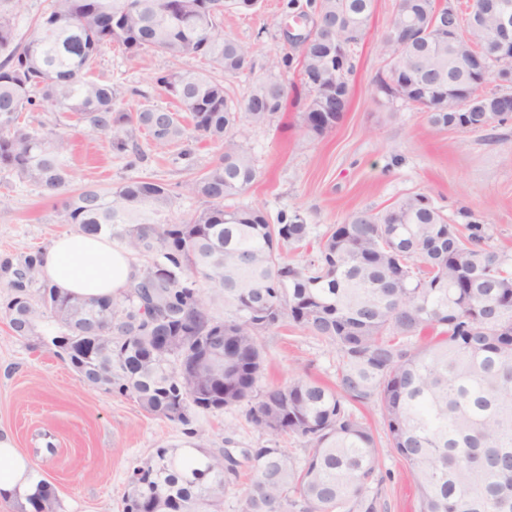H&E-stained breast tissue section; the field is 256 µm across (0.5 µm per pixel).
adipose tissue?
<instances>
[{
    "label": "adipose tissue",
    "instance_id": "obj_1",
    "mask_svg": "<svg viewBox=\"0 0 512 512\" xmlns=\"http://www.w3.org/2000/svg\"><path fill=\"white\" fill-rule=\"evenodd\" d=\"M138 268L131 254L107 235L71 232L42 252L43 278L60 291L82 298H113L126 290ZM40 475L21 453L14 434L0 427V501H27Z\"/></svg>",
    "mask_w": 512,
    "mask_h": 512
}]
</instances>
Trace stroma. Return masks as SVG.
Segmentation results:
<instances>
[{
  "instance_id": "stroma-1",
  "label": "stroma",
  "mask_w": 512,
  "mask_h": 512,
  "mask_svg": "<svg viewBox=\"0 0 512 512\" xmlns=\"http://www.w3.org/2000/svg\"><path fill=\"white\" fill-rule=\"evenodd\" d=\"M395 0H376L370 26L355 50L349 107L332 131L313 137L302 126V105L286 99L265 124L249 126L242 142L257 177L232 205L262 208L269 217L297 211L321 235L348 214L382 211L401 198L427 193L449 220L459 208L485 221L489 243L512 258V121L494 132L437 129L421 112L402 102L384 104L374 80L385 62L376 37L385 29ZM294 22L288 0H261L256 12L228 14L225 36L249 51V64L235 76H222L207 60L147 51L133 57L115 46L103 47L93 79L112 84L117 105L136 111L173 103L156 79L172 70L195 69L224 79L231 97L244 100L267 79L291 83L298 66L271 68L272 58L294 54L285 33ZM73 145L68 157L70 192L146 179L164 184L174 196L173 212L182 217L202 208L201 199L180 185L202 173L223 152L221 146L191 142V161L177 148L156 151L131 163L108 141L85 126L68 127ZM66 195L51 194L0 174V256L45 248L71 232L62 221ZM264 371L260 387L296 377L336 382L337 353L320 339L291 328L261 338ZM247 405L197 414L191 425L144 411L136 399L85 384L70 363L33 336L15 335L0 318V426L10 429L18 448L35 463L54 491L58 512H122L127 476L162 446H182L197 438L209 448L258 447L266 436L247 419ZM379 440L378 465L384 475L385 512H416L414 485L404 461L385 443L379 409H359Z\"/></svg>"
}]
</instances>
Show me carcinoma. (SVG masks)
<instances>
[{"label":"carcinoma","instance_id":"carcinoma-1","mask_svg":"<svg viewBox=\"0 0 512 512\" xmlns=\"http://www.w3.org/2000/svg\"><path fill=\"white\" fill-rule=\"evenodd\" d=\"M375 0H309L322 26L301 49V69L326 66L330 40L350 41L330 75L349 84L353 46L368 29ZM512 0H472L439 9L438 0H396L378 38L386 70H411L422 86L405 103L443 129L494 130L512 119V100L481 90L492 111L441 112L426 102L438 90L469 82L461 58L482 52L488 79L500 75L493 46L496 24L488 8ZM259 0H49L29 36L17 40L13 17L0 13V171L49 192L72 180L70 139L62 119L84 124L113 150L141 159L137 132L165 149L196 138L224 146L199 176L182 184L204 206L173 217L164 185L129 179L108 190L85 189L64 201L63 220L85 233L105 232L144 259L138 275L115 299L78 298L41 277V251L0 259L6 296L0 314L19 336L54 324L50 344L82 380L134 397L146 412L183 425L199 412L253 402L248 420L268 444L227 448L201 443L160 446L127 479L123 512H222L224 494L250 475L241 512H382L384 476L378 444L355 405L382 414L390 447L403 459L416 489L418 512H512V270L488 243L469 209L448 222L432 199L407 196L382 213L356 211L311 240L312 227L296 211L277 223L256 207H228L256 179L239 141L242 123L262 125L280 111L285 87L258 83L234 101L224 83L196 70H175L157 83L178 104L171 111L116 107L110 84L89 78L105 45L136 56L144 51L200 57L235 75L247 49L220 30L229 12ZM455 17L467 37L457 44L438 34ZM413 19L423 34L405 53L396 31ZM303 128L321 136L341 112H319L320 86L307 78ZM38 102L58 118L36 126L22 115ZM316 247L297 263L283 252ZM224 303V318L213 305ZM291 326L332 345L336 386L295 378L257 392L263 373L260 338ZM224 356V364L185 378L178 362L190 355ZM285 436L305 447L299 461L281 447ZM31 512H57L45 483L29 498Z\"/></svg>","mask_w":512,"mask_h":512}]
</instances>
